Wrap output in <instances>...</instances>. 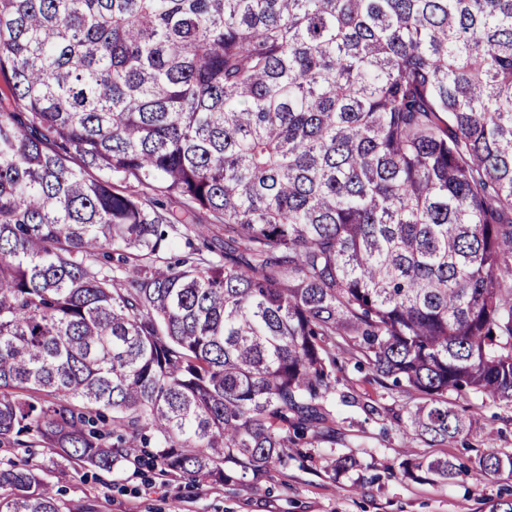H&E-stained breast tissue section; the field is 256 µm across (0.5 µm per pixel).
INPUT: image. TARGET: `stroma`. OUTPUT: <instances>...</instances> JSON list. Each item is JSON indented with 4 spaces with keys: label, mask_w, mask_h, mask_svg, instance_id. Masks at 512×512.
<instances>
[{
    "label": "stroma",
    "mask_w": 512,
    "mask_h": 512,
    "mask_svg": "<svg viewBox=\"0 0 512 512\" xmlns=\"http://www.w3.org/2000/svg\"><path fill=\"white\" fill-rule=\"evenodd\" d=\"M336 392L335 444L291 455L259 482L198 486L184 478L164 480L158 470L133 462L99 472L62 459L49 448L37 449L36 457L63 502L90 506L92 512H491L512 488V481L495 476L478 484L464 476L445 484L403 476L399 464L404 445L412 444L420 453L425 447L411 440L389 414L402 404V397L368 383L364 373L351 366ZM347 393L353 394V402H344ZM371 403L381 406V413L369 412ZM461 404L482 425H489L493 435L473 430L468 447L451 442L442 446V454L464 463L489 450L512 452L511 408L472 396ZM341 456L355 458L357 467L334 473L330 464Z\"/></svg>",
    "instance_id": "stroma-1"
}]
</instances>
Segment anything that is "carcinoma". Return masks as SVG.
Here are the masks:
<instances>
[{
	"instance_id": "carcinoma-1",
	"label": "carcinoma",
	"mask_w": 512,
	"mask_h": 512,
	"mask_svg": "<svg viewBox=\"0 0 512 512\" xmlns=\"http://www.w3.org/2000/svg\"><path fill=\"white\" fill-rule=\"evenodd\" d=\"M0 79L1 447L257 481L349 363L427 448L512 407V0H0Z\"/></svg>"
}]
</instances>
